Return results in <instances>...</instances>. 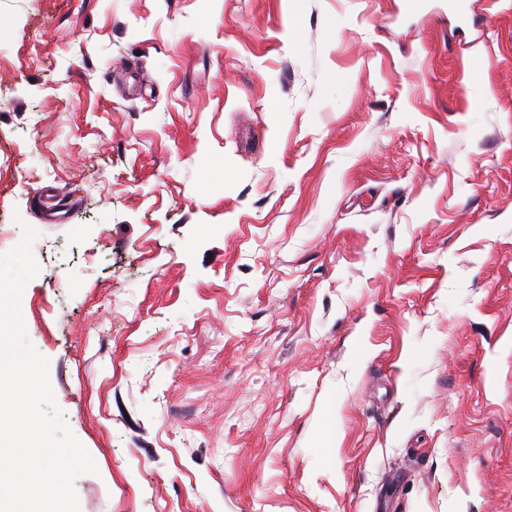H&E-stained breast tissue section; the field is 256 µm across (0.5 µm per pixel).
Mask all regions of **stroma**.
Instances as JSON below:
<instances>
[{
	"mask_svg": "<svg viewBox=\"0 0 512 512\" xmlns=\"http://www.w3.org/2000/svg\"><path fill=\"white\" fill-rule=\"evenodd\" d=\"M468 2L0 0L80 512H512V0Z\"/></svg>",
	"mask_w": 512,
	"mask_h": 512,
	"instance_id": "stroma-1",
	"label": "stroma"
}]
</instances>
